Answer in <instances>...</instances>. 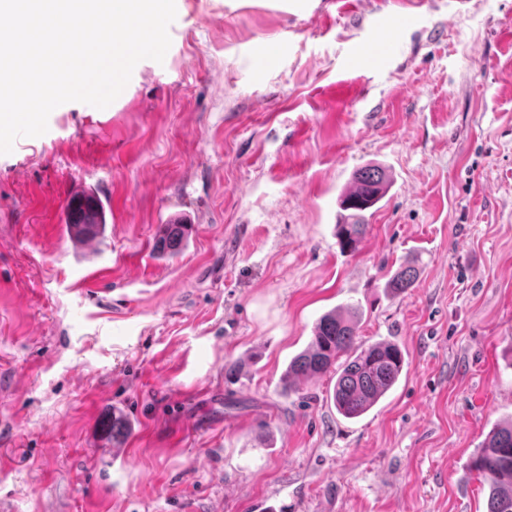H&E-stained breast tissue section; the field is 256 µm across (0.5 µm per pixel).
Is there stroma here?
I'll use <instances>...</instances> for the list:
<instances>
[{
  "label": "stroma",
  "instance_id": "stroma-1",
  "mask_svg": "<svg viewBox=\"0 0 512 512\" xmlns=\"http://www.w3.org/2000/svg\"><path fill=\"white\" fill-rule=\"evenodd\" d=\"M175 2L163 62L0 155V512H486L470 463L512 420V0ZM369 164L390 186L344 253ZM81 189L107 208L86 253ZM174 221L188 244L159 259ZM334 309L407 353L356 419L335 373L281 385ZM354 189L341 199V214L336 224V236L343 251H355L366 231V212L375 207L385 196L389 177L377 166L360 168L353 174ZM67 232L76 236L91 235L104 238L107 227L105 207L97 196L88 190L75 192L71 195L67 206Z\"/></svg>",
  "mask_w": 512,
  "mask_h": 512
}]
</instances>
